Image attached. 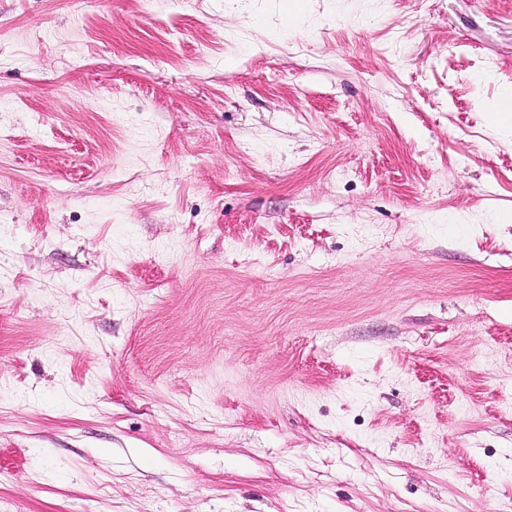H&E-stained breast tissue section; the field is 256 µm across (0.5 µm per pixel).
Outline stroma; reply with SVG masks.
I'll use <instances>...</instances> for the list:
<instances>
[{
    "label": "stroma",
    "mask_w": 512,
    "mask_h": 512,
    "mask_svg": "<svg viewBox=\"0 0 512 512\" xmlns=\"http://www.w3.org/2000/svg\"><path fill=\"white\" fill-rule=\"evenodd\" d=\"M512 0H0V512L512 504Z\"/></svg>",
    "instance_id": "stroma-1"
}]
</instances>
